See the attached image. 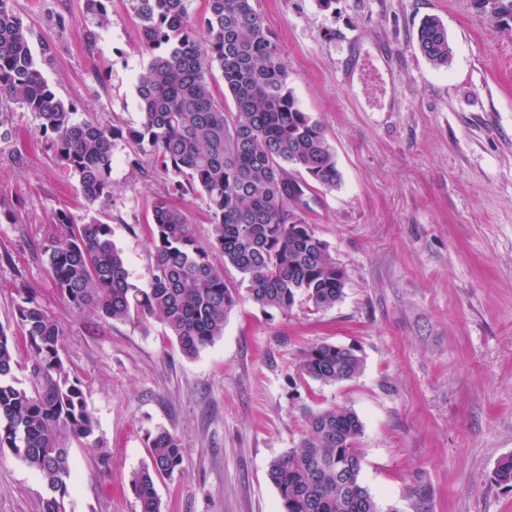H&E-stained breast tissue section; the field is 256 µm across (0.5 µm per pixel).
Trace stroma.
<instances>
[{
  "instance_id": "obj_1",
  "label": "stroma",
  "mask_w": 512,
  "mask_h": 512,
  "mask_svg": "<svg viewBox=\"0 0 512 512\" xmlns=\"http://www.w3.org/2000/svg\"><path fill=\"white\" fill-rule=\"evenodd\" d=\"M32 49L55 47L42 68L76 119L121 130L112 197L97 205L147 287V237L156 198L192 220L208 244L200 192L169 178L127 138L142 113L135 85L150 60L138 47L134 0H112L94 44L80 27L83 0H13ZM288 67V84L318 121L341 174L307 191L304 214L347 273L345 295L284 313L255 303L243 275L224 335L188 358L152 319L95 324L58 295L40 248L58 235L59 210L82 216L76 177L48 150L40 121L0 103V325L14 327L29 289L66 329L64 358L98 428L72 444L67 512H138L128 487L150 462L148 443L176 435L180 471L158 481L162 512H282L268 478L298 444L303 412L336 405L363 425L362 481L381 512H512L496 483L512 456V28L470 0H254ZM445 24L453 57L437 67L415 32ZM356 347L354 379L322 384L297 372L314 343ZM40 477L0 459V512H38Z\"/></svg>"
}]
</instances>
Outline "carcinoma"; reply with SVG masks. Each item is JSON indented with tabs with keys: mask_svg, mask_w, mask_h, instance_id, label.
<instances>
[{
	"mask_svg": "<svg viewBox=\"0 0 512 512\" xmlns=\"http://www.w3.org/2000/svg\"><path fill=\"white\" fill-rule=\"evenodd\" d=\"M135 2L141 45L165 50L137 78L143 122L128 138L151 156L154 171L172 176V192L202 193L212 239L199 244L189 217L168 198H157L149 225V287L130 283L112 228L94 209L112 197L116 132L73 120L75 105L56 96L35 61L30 29L12 0H0V100L37 115L49 148L77 178L86 205L78 219L60 211L61 235L42 246L56 290L72 311L106 323L134 316L159 321L188 357L224 336L235 303L236 289L213 262L215 252L244 276L252 299L264 307L288 312L303 300L318 310L335 306L344 297L347 275L326 244L306 231L301 204L310 184L335 189L341 175L323 127L300 110L288 87V69L254 0H205L197 16L190 12L191 0ZM488 2L483 11L512 19V0ZM109 3L84 0L87 43L96 41ZM416 42L432 64L450 62L452 47L438 18L423 19ZM215 67L233 112L215 97L208 79ZM18 294V333L32 360L19 380L16 336L0 326V458L11 455L40 476L45 493L39 512H65L74 482L70 442L87 443L97 422L62 357L63 327L30 292ZM362 367L354 348L315 343L301 351L298 373L336 384L355 378ZM305 427L298 446L268 466L282 512H380L361 480L358 415L344 406L310 410ZM149 455L150 464L131 474L129 488L140 512H162L156 481L182 465L178 437L157 432ZM494 480L512 485V456L500 461Z\"/></svg>",
	"mask_w": 512,
	"mask_h": 512,
	"instance_id": "cac0c4a2",
	"label": "carcinoma"
}]
</instances>
